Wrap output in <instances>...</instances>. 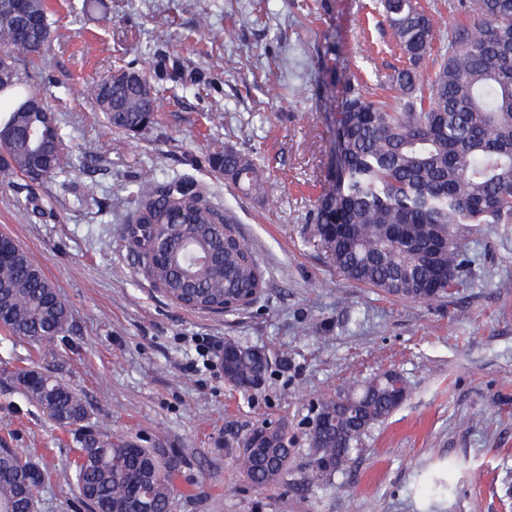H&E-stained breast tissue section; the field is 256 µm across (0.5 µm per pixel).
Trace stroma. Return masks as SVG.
Returning <instances> with one entry per match:
<instances>
[{"instance_id":"obj_1","label":"stroma","mask_w":512,"mask_h":512,"mask_svg":"<svg viewBox=\"0 0 512 512\" xmlns=\"http://www.w3.org/2000/svg\"><path fill=\"white\" fill-rule=\"evenodd\" d=\"M45 2L53 38L17 65L65 135L67 166L37 181L0 170V233L39 259L71 313L44 354L0 329V448L46 470L37 512L88 509L76 436L13 379L34 363L81 395L93 429L176 462L174 512H512V224L462 227L463 283L431 302L343 279L312 234L343 79L384 97L405 63L376 0ZM121 67L164 87L156 123L135 135L111 130L88 93ZM225 145L256 159L275 198L214 173ZM148 173L191 178L227 212L264 271L257 300L193 311L146 277L123 235ZM229 340L267 353L258 388L237 389L207 358ZM389 370L406 399L311 484L317 400ZM282 423L288 471L256 485L237 443ZM440 478L444 497L430 491Z\"/></svg>"}]
</instances>
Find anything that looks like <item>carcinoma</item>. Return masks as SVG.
Masks as SVG:
<instances>
[{
	"label": "carcinoma",
	"mask_w": 512,
	"mask_h": 512,
	"mask_svg": "<svg viewBox=\"0 0 512 512\" xmlns=\"http://www.w3.org/2000/svg\"><path fill=\"white\" fill-rule=\"evenodd\" d=\"M15 9L0 6V129L29 132L0 145V164L34 178L33 162L46 176L62 170L61 127L45 135L43 99L17 67L14 53L35 60L52 38L44 0ZM393 36L409 66L390 79L396 105L369 99L348 83L336 112L332 184L313 213L314 233L343 278L418 302L451 295L467 265L455 228L462 224H512V0H466L464 15L448 39V53L424 81L418 62L446 26L419 0H381ZM160 89L142 74L121 71L96 83L91 96L115 131L138 132L154 119ZM213 168L240 189L271 194L264 172L231 147L211 154ZM139 209L125 229L129 248L142 255L147 276L171 300L191 310H237L255 299L264 274L224 211L189 180L151 176L138 185ZM52 282L39 262L22 252L0 265V326L10 337L51 347L70 321L62 300H51ZM224 377L251 389L269 368L260 351L224 343ZM26 399L49 410L62 428L88 420L81 396L42 367L15 371ZM398 407L390 381L358 380L344 395L317 403L310 432L315 452L310 480L349 457L364 432ZM265 436L236 463L257 485L274 483L288 470L292 448L282 425L254 430ZM26 460L0 448V512H32L45 481L41 470L26 485L17 479ZM172 466L152 448L104 433L80 442L76 484L91 512L148 501L146 512H172Z\"/></svg>",
	"instance_id": "carcinoma-1"
}]
</instances>
